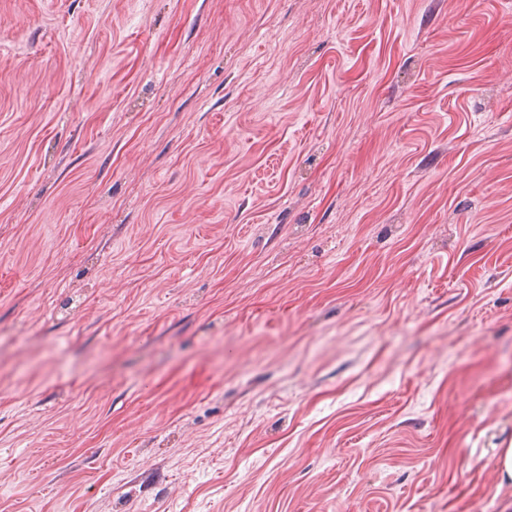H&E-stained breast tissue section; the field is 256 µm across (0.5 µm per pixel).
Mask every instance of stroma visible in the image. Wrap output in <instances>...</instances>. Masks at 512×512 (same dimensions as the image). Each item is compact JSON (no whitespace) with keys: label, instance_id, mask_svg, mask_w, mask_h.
I'll return each mask as SVG.
<instances>
[{"label":"stroma","instance_id":"obj_1","mask_svg":"<svg viewBox=\"0 0 512 512\" xmlns=\"http://www.w3.org/2000/svg\"><path fill=\"white\" fill-rule=\"evenodd\" d=\"M512 0H0V512H512Z\"/></svg>","mask_w":512,"mask_h":512}]
</instances>
